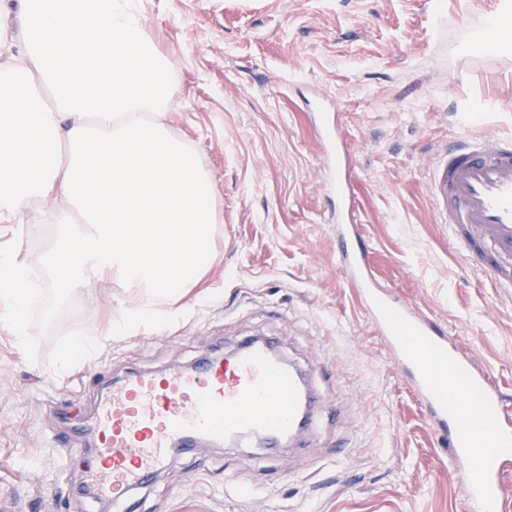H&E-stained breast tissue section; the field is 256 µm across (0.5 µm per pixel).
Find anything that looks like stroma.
Segmentation results:
<instances>
[{
	"label": "stroma",
	"instance_id": "stroma-1",
	"mask_svg": "<svg viewBox=\"0 0 512 512\" xmlns=\"http://www.w3.org/2000/svg\"><path fill=\"white\" fill-rule=\"evenodd\" d=\"M500 0H142L155 47L174 74L163 117L217 191V259L158 330L99 345L72 369L28 363L0 328V504L8 512H113L78 493L85 439L62 464L42 453L80 424L104 381L127 369L186 368L203 352L268 335L307 371L325 412L304 452L238 443L173 458L141 492L142 512H466L461 467L428 424L359 308L336 251V230L311 113L337 105L354 151L359 226L388 291L443 325L488 365L512 400V291L463 266L438 224L427 171L467 114L479 135L512 134V50L478 48ZM62 201L0 222L37 264ZM134 300L120 285L74 294L63 331L90 334ZM23 479H16L17 467ZM251 487L249 498L238 486Z\"/></svg>",
	"mask_w": 512,
	"mask_h": 512
}]
</instances>
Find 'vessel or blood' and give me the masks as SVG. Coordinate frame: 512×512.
I'll return each instance as SVG.
<instances>
[{
  "label": "vessel or blood",
  "mask_w": 512,
  "mask_h": 512,
  "mask_svg": "<svg viewBox=\"0 0 512 512\" xmlns=\"http://www.w3.org/2000/svg\"><path fill=\"white\" fill-rule=\"evenodd\" d=\"M339 254L359 305L393 357L432 429L464 472L468 512H512V405L491 370L421 309L375 279L359 230L347 140L334 114L316 127ZM428 189L464 263L492 287L512 288V136L466 126L439 149ZM316 405L304 374L249 336L231 357L206 355L183 371L132 372L100 398L88 428L97 448L82 493L137 512L135 494L177 454L201 443L257 437L299 446Z\"/></svg>",
  "instance_id": "vessel-or-blood-1"
}]
</instances>
